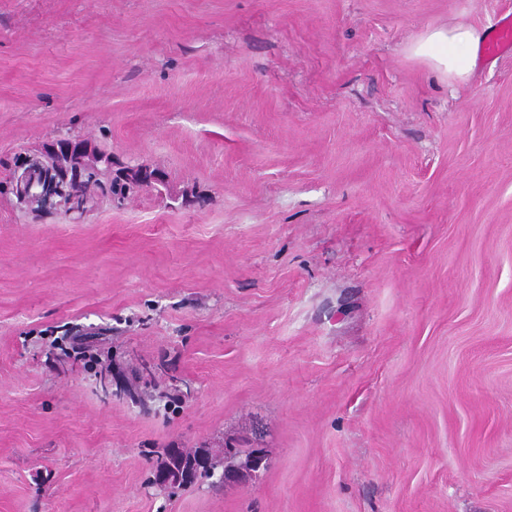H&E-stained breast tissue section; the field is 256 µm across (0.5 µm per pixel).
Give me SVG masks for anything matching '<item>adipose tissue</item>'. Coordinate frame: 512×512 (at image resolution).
I'll return each instance as SVG.
<instances>
[{
    "label": "adipose tissue",
    "mask_w": 512,
    "mask_h": 512,
    "mask_svg": "<svg viewBox=\"0 0 512 512\" xmlns=\"http://www.w3.org/2000/svg\"><path fill=\"white\" fill-rule=\"evenodd\" d=\"M486 37V31L465 23L433 28L413 42L408 53L442 80L463 83L472 74L479 47Z\"/></svg>",
    "instance_id": "obj_1"
}]
</instances>
